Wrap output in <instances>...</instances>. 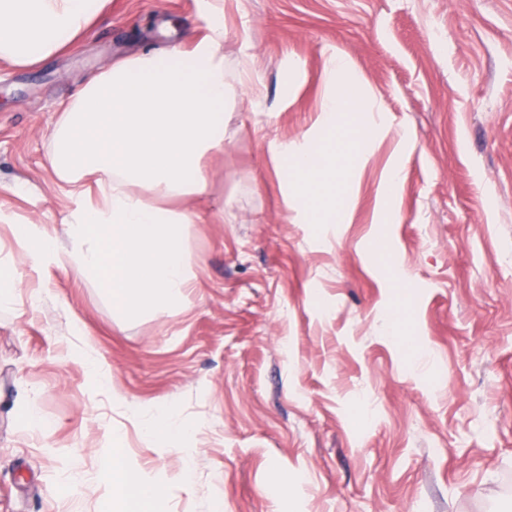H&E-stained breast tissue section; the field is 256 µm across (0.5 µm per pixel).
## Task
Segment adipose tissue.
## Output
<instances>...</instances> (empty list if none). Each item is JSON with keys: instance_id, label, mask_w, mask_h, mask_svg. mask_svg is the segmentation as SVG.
Here are the masks:
<instances>
[{"instance_id": "1", "label": "adipose tissue", "mask_w": 512, "mask_h": 512, "mask_svg": "<svg viewBox=\"0 0 512 512\" xmlns=\"http://www.w3.org/2000/svg\"><path fill=\"white\" fill-rule=\"evenodd\" d=\"M108 0H0V62L29 67L64 51ZM224 14L212 12L207 34L192 47L144 51L117 61L88 83L61 113L47 161L73 199L61 232L18 227V243L34 263L98 279L122 316L180 306L192 286L184 228L223 220L188 201L207 195L209 154L224 149ZM330 91L322 122L344 121L345 140L363 144L373 108L361 100L345 58L324 69ZM273 155L295 191L319 210L313 176L335 168L333 151L283 141ZM112 512H150L162 487L145 473L113 462L104 476Z\"/></svg>"}]
</instances>
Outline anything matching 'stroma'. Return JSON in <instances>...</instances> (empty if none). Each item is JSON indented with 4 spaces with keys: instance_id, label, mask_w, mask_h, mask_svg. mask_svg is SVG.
<instances>
[{
    "instance_id": "stroma-1",
    "label": "stroma",
    "mask_w": 512,
    "mask_h": 512,
    "mask_svg": "<svg viewBox=\"0 0 512 512\" xmlns=\"http://www.w3.org/2000/svg\"><path fill=\"white\" fill-rule=\"evenodd\" d=\"M214 7L236 92L209 161L224 221L188 227L182 306L117 319L15 226L71 207L46 155L81 88L190 45ZM336 55L374 129L337 152L344 207L320 224L272 148L330 138ZM0 212L20 280L0 310V512H110L117 452L161 482L162 512H512V0H111L60 55L0 64ZM158 407L194 430L192 464L145 435Z\"/></svg>"
}]
</instances>
